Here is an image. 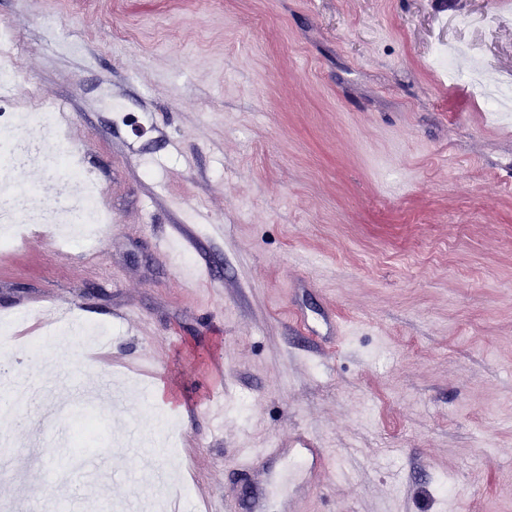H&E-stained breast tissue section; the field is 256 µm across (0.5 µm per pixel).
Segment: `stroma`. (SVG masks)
<instances>
[{
	"mask_svg": "<svg viewBox=\"0 0 512 512\" xmlns=\"http://www.w3.org/2000/svg\"><path fill=\"white\" fill-rule=\"evenodd\" d=\"M1 24L22 84L0 110L76 115L14 139L66 143L108 203L0 250V370L53 388L0 427L21 462L0 505L45 512L93 409L36 451L32 431L107 370L126 398L101 472L71 473L57 512H242L237 449L298 431L329 457L303 512H512V111L433 62L512 85V0H0ZM177 224L194 244L168 257ZM328 311L338 341L302 332ZM130 423L155 442L138 456ZM165 469L162 493L144 476Z\"/></svg>",
	"mask_w": 512,
	"mask_h": 512,
	"instance_id": "1",
	"label": "stroma"
}]
</instances>
